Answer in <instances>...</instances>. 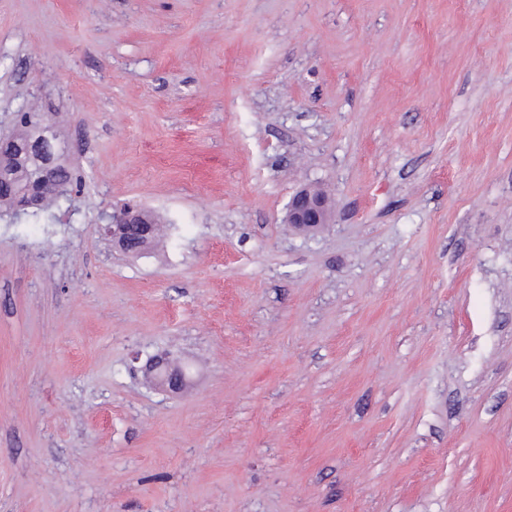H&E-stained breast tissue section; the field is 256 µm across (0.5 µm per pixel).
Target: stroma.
<instances>
[{"label":"stroma","mask_w":512,"mask_h":512,"mask_svg":"<svg viewBox=\"0 0 512 512\" xmlns=\"http://www.w3.org/2000/svg\"><path fill=\"white\" fill-rule=\"evenodd\" d=\"M22 106L83 187L0 220V512H512V0H0ZM334 208L329 197L318 190L303 188L288 203L286 223L301 230H314L334 223ZM100 229L113 250L122 253H142L156 233L148 214L133 205L113 211L109 223L101 224ZM148 373L157 384L171 391L181 390L187 381L185 367L162 358H156L149 364Z\"/></svg>","instance_id":"obj_1"}]
</instances>
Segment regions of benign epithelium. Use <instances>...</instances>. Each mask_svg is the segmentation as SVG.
Here are the masks:
<instances>
[{
	"mask_svg": "<svg viewBox=\"0 0 512 512\" xmlns=\"http://www.w3.org/2000/svg\"><path fill=\"white\" fill-rule=\"evenodd\" d=\"M23 153L38 159L48 154L54 164L61 162L64 149L49 119H42L33 135L18 131L0 133V191L14 194L18 207L27 209L32 207V199L46 186H51L58 194L63 192V187L57 180L49 179V171L44 169L38 183L30 184L23 190L19 189L15 160ZM286 223L301 230H314L325 224H332V202L326 194L318 190L303 188L288 203ZM100 229L112 248L122 253L142 252L156 233V227L148 214L133 205L113 211L109 223L100 225ZM148 373L157 384L171 391L182 389L187 381L185 367L162 358H156L149 364Z\"/></svg>",
	"mask_w": 512,
	"mask_h": 512,
	"instance_id": "obj_1",
	"label": "benign epithelium"
}]
</instances>
